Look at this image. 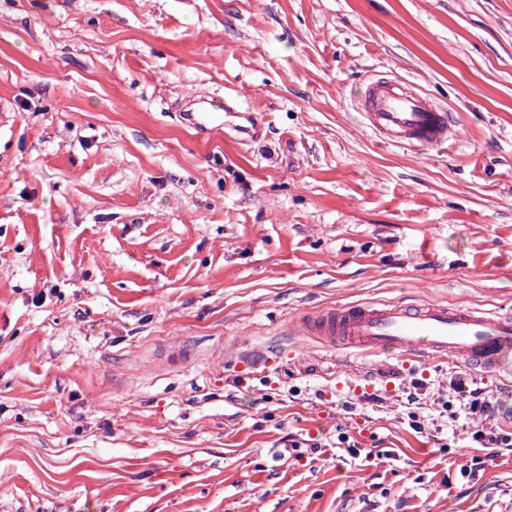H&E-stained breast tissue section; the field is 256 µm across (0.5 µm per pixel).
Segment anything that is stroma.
<instances>
[{
    "label": "stroma",
    "mask_w": 512,
    "mask_h": 512,
    "mask_svg": "<svg viewBox=\"0 0 512 512\" xmlns=\"http://www.w3.org/2000/svg\"><path fill=\"white\" fill-rule=\"evenodd\" d=\"M374 74L459 139L373 136L355 96ZM199 93L256 136L186 126ZM405 298L512 309V0H0V498L502 512L512 450L468 434L466 364L288 333ZM177 344L196 355L167 364ZM476 378L512 430V378Z\"/></svg>",
    "instance_id": "1"
}]
</instances>
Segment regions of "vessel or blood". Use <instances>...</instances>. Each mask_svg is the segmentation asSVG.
I'll return each instance as SVG.
<instances>
[{"label":"vessel or blood","mask_w":512,"mask_h":512,"mask_svg":"<svg viewBox=\"0 0 512 512\" xmlns=\"http://www.w3.org/2000/svg\"><path fill=\"white\" fill-rule=\"evenodd\" d=\"M357 106L366 126L386 143L413 150L444 147L453 140L448 112L403 80L369 81ZM234 104L198 97L183 114L195 130L220 127ZM290 334L315 336L373 354L416 360L453 356L482 372L512 376V313L406 299L325 309L291 323Z\"/></svg>","instance_id":"1"}]
</instances>
